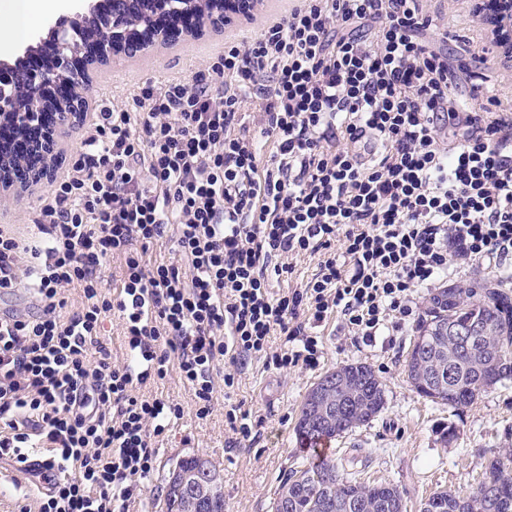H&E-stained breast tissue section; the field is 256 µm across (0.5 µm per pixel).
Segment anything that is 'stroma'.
<instances>
[{"instance_id":"obj_1","label":"stroma","mask_w":512,"mask_h":512,"mask_svg":"<svg viewBox=\"0 0 512 512\" xmlns=\"http://www.w3.org/2000/svg\"><path fill=\"white\" fill-rule=\"evenodd\" d=\"M470 0H448V25L436 36L455 68L483 74L487 84L512 93V61L500 57L483 64L465 52L466 41H485L490 33L474 21ZM225 37L209 33L158 50L146 57L112 65L94 76L88 95L96 108L120 105L143 82L157 84L188 78L224 49ZM428 292L416 299L414 312L401 335L378 337L374 346H353L328 324L323 335V357L313 370L265 368L252 360L236 391L244 410L262 420L254 442L230 447L231 432L224 422L223 391H216L212 415L200 419L191 394L178 372L143 387L144 395L173 400L183 409L181 419L155 440L157 466L145 483L140 502L131 512H165V497L172 471L185 457L208 460L219 472L224 488V512H271L279 486L290 470L314 461L295 426L301 404L312 387L336 367L362 363L382 381L385 405L369 424L332 440L339 470L353 472L364 482L394 484L403 494L407 512L439 489L468 491L475 487L487 458L512 449V379L498 383L472 405L454 409L416 393L404 370L417 327L428 304ZM457 437L445 442L448 427ZM18 473L9 458L0 459V512H38L39 492L15 490Z\"/></svg>"}]
</instances>
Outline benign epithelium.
Segmentation results:
<instances>
[{
	"label": "benign epithelium",
	"mask_w": 512,
	"mask_h": 512,
	"mask_svg": "<svg viewBox=\"0 0 512 512\" xmlns=\"http://www.w3.org/2000/svg\"><path fill=\"white\" fill-rule=\"evenodd\" d=\"M137 0H81V5L59 15L37 34L20 52L0 57V123L9 125L16 137L27 142L23 153L8 144H0V203L32 191L56 174L60 158V140L83 123L90 110L84 90L90 69L107 66L124 58L144 57L158 46L175 45L203 35L205 24L198 21L196 0H150L144 27L130 33V14ZM258 0H211L210 26L222 29L243 19L249 20ZM195 18V25L175 30L161 23L173 12ZM512 5L503 2L496 21L502 29L499 42L512 44ZM51 42L56 57L46 69L27 68V59L41 45ZM68 88L62 99L45 94L50 84ZM28 89L27 101L18 103L14 89Z\"/></svg>",
	"instance_id": "7a95c632"
}]
</instances>
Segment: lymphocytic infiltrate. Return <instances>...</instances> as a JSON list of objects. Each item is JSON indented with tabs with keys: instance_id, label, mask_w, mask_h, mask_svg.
<instances>
[{
	"instance_id": "lymphocytic-infiltrate-1",
	"label": "lymphocytic infiltrate",
	"mask_w": 512,
	"mask_h": 512,
	"mask_svg": "<svg viewBox=\"0 0 512 512\" xmlns=\"http://www.w3.org/2000/svg\"><path fill=\"white\" fill-rule=\"evenodd\" d=\"M441 20L430 0H296L191 79L97 113L32 238L0 229V292L37 302L0 316V456L57 467L39 512L140 500L181 416L137 395L148 381L178 370L204 418L216 367L228 395L255 358L311 369L330 318L370 346L452 262L512 270V103L460 95L427 37ZM300 258L312 277L274 290ZM104 334L103 339L108 344V347L112 350V359L121 361L123 357H125V352L123 349L122 342V323L116 318L112 317L111 321H106L104 323Z\"/></svg>"
}]
</instances>
